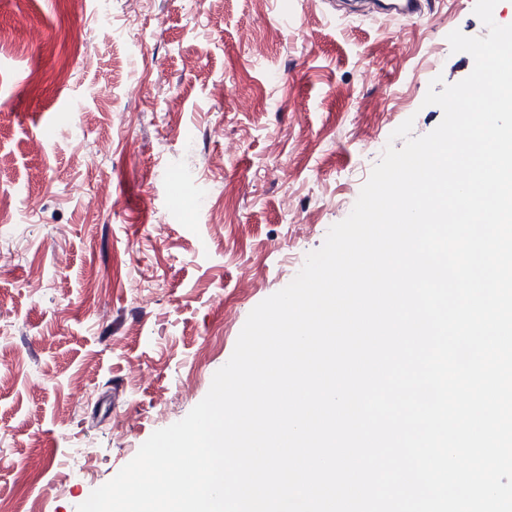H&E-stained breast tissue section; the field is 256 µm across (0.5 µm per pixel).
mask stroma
<instances>
[{"mask_svg":"<svg viewBox=\"0 0 512 512\" xmlns=\"http://www.w3.org/2000/svg\"><path fill=\"white\" fill-rule=\"evenodd\" d=\"M474 4L0 0V504L76 512L205 397L391 133L441 122Z\"/></svg>","mask_w":512,"mask_h":512,"instance_id":"stroma-1","label":"stroma"}]
</instances>
